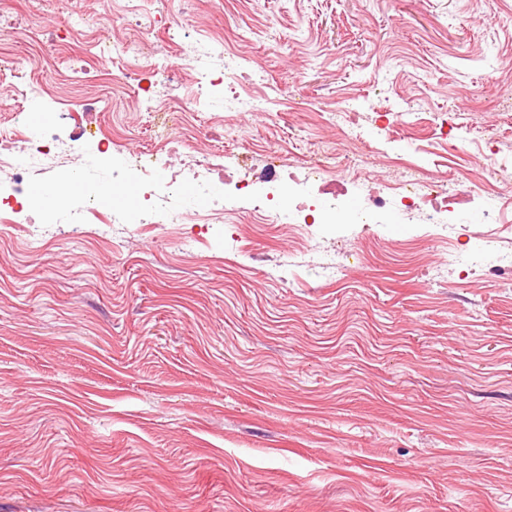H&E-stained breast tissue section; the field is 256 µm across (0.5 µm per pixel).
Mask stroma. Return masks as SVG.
<instances>
[{"mask_svg": "<svg viewBox=\"0 0 512 512\" xmlns=\"http://www.w3.org/2000/svg\"><path fill=\"white\" fill-rule=\"evenodd\" d=\"M149 0L173 60L221 36L218 72L259 75L263 112H228L238 139L184 115L191 150L224 156L220 187L267 153L351 146L336 113L380 112L398 140L357 180L351 209L399 180L402 155L449 184L512 171V0ZM8 44L66 99L102 100L119 152L77 161L115 182L155 141L132 87L99 77L92 35L34 0H6ZM57 51L36 53L31 32ZM122 224L0 213V512H512V191L497 221L391 215L384 224H145L126 183ZM488 251L473 267L460 257ZM345 270L333 274L332 255Z\"/></svg>", "mask_w": 512, "mask_h": 512, "instance_id": "1", "label": "stroma"}]
</instances>
